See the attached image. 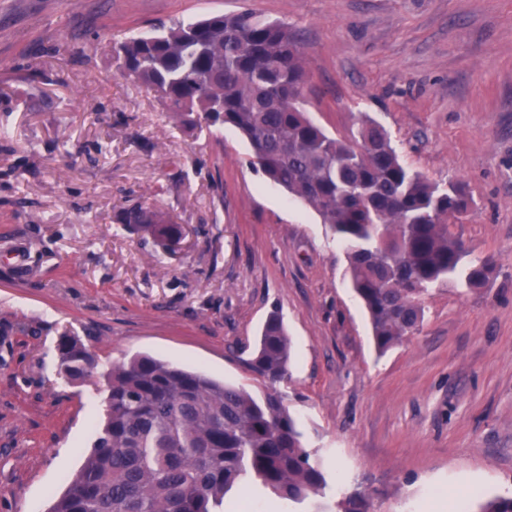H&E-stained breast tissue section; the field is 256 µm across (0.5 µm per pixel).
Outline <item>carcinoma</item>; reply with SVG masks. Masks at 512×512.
<instances>
[{"instance_id": "1", "label": "carcinoma", "mask_w": 512, "mask_h": 512, "mask_svg": "<svg viewBox=\"0 0 512 512\" xmlns=\"http://www.w3.org/2000/svg\"><path fill=\"white\" fill-rule=\"evenodd\" d=\"M117 70L155 92L180 127H230L249 144L248 168L315 210L346 250L351 284L385 353L424 322V296L464 277L481 288L494 271L449 230L473 210L458 180L440 184L409 169L385 128L362 113L350 140L329 136L304 109L307 82L300 34L251 9L211 14L113 47ZM127 227L172 247L182 227L135 205ZM59 374L94 377L98 363L74 336L58 343ZM290 341L281 314L264 322L252 372L274 385L288 379ZM105 417L67 490L49 512H221L224 497L259 484L283 500L323 497L328 482L302 444L296 420L273 391L258 398L149 355L109 361ZM512 512V497L479 503ZM336 512H367L363 497Z\"/></svg>"}]
</instances>
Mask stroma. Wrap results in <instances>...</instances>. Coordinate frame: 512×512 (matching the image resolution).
Wrapping results in <instances>:
<instances>
[{
	"label": "stroma",
	"instance_id": "obj_1",
	"mask_svg": "<svg viewBox=\"0 0 512 512\" xmlns=\"http://www.w3.org/2000/svg\"><path fill=\"white\" fill-rule=\"evenodd\" d=\"M249 8L302 38L305 108L352 138L359 113L404 164L462 180L451 231L494 257L481 289L437 286L417 334L378 354L343 243L246 167L232 129L184 132L121 77L112 42ZM0 512H48L102 415L56 371L62 333L101 361L170 360L260 396L276 389L332 487L291 504L260 486L224 512H448L474 482L512 487V0H0ZM140 204L184 228L170 251L124 229ZM286 381L245 365L272 309Z\"/></svg>",
	"mask_w": 512,
	"mask_h": 512
}]
</instances>
